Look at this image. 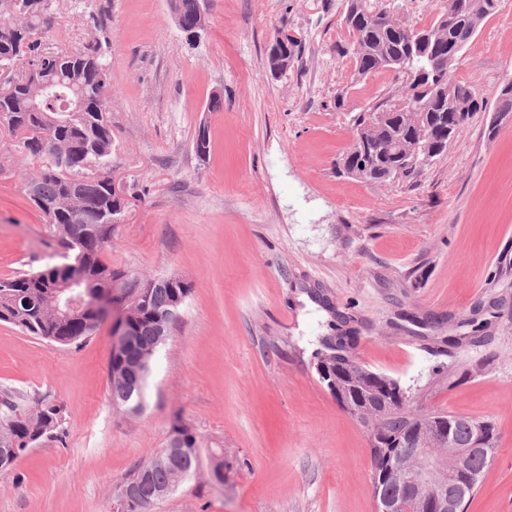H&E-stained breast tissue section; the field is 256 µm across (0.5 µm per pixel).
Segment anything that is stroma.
<instances>
[{
	"label": "stroma",
	"instance_id": "obj_1",
	"mask_svg": "<svg viewBox=\"0 0 512 512\" xmlns=\"http://www.w3.org/2000/svg\"><path fill=\"white\" fill-rule=\"evenodd\" d=\"M367 2L418 28L445 6ZM347 3L199 0L206 25L191 35L170 0H52L42 44L96 47L109 64L107 173L126 207L105 256L191 293L137 416L110 397V323L78 348L0 323V389L50 395L66 414L63 438L0 475V512H108L179 421L201 442L197 471L151 512H377L368 432L311 357L331 313L346 317L352 355L397 379L410 410L493 423L497 450L467 512H512V112L496 109L512 80V0L455 66L478 112L417 176L382 183L336 173L354 117L402 87L389 73L355 78ZM280 31L300 47L275 76ZM36 169L0 149V279L60 261L23 191Z\"/></svg>",
	"mask_w": 512,
	"mask_h": 512
}]
</instances>
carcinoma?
<instances>
[{
	"label": "carcinoma",
	"instance_id": "cac0c4a2",
	"mask_svg": "<svg viewBox=\"0 0 512 512\" xmlns=\"http://www.w3.org/2000/svg\"><path fill=\"white\" fill-rule=\"evenodd\" d=\"M51 0H0V65L16 60L39 64L50 94L40 98V111L32 110L29 72L7 81L0 90V128L8 130L11 140L0 143L46 160V165L25 178L24 191L53 229L58 244L71 252L68 262L49 265L0 280V322L48 343L80 347L98 330L102 318L92 308L61 325L55 321L57 286L70 283L69 294L93 298L114 283L127 280V274L112 269L105 261L104 249L112 242L114 216L122 204L112 193V181L100 170L112 156V128L107 119L108 106L100 96L109 80V69L102 56L91 50L49 51L33 37ZM502 0H448V7L431 25L415 28L396 19L382 20L384 7L372 8L366 0H348L346 15L353 18L348 33L353 39L355 77L394 72L403 77L399 98L376 105L354 119L356 131L376 149L371 157H359L348 151L341 164L350 175L365 182H386L391 172L401 177L418 173L421 166L413 158L430 163L447 152L448 144L477 111L475 90L453 76L462 50L482 22L496 15ZM178 24L192 23L200 14L198 0H172ZM82 97L85 111L77 114L57 111L62 97ZM376 114L381 120L369 121ZM82 153L83 168L70 167L61 160L60 147ZM75 195L81 211L89 217L78 224L65 200ZM128 283V322L134 331V343L124 357L110 362L112 404L131 414L143 410L144 394L152 359L167 340L159 335L158 316L181 301L186 302L191 288L181 279L176 287L137 288ZM320 348L313 352L316 363H336L343 337L323 336ZM338 384L354 388L358 396H376L368 403L356 404L360 414L372 419L370 430L373 461L372 483L375 496L395 498L409 512H420L422 495L402 492L383 473L390 457L399 450L409 430L428 427L431 422L448 423L451 447L467 448L476 424L490 433L494 426L487 420L476 421L447 412L423 414L406 407L405 394L394 378L373 371L357 360L345 365ZM65 411L49 395L37 396L32 406L15 392L0 391V473L11 471L17 460L45 439H59L65 433ZM167 447L177 449L170 463L156 454L136 466L126 482L138 480L128 512H142L141 501L175 483L183 481L197 468L198 440L187 427L175 429ZM494 452L475 454L470 467L475 478L460 493L458 512L478 488L479 477Z\"/></svg>",
	"mask_w": 512,
	"mask_h": 512
}]
</instances>
